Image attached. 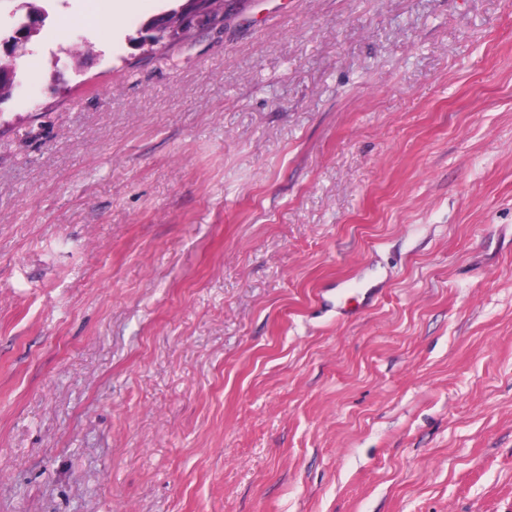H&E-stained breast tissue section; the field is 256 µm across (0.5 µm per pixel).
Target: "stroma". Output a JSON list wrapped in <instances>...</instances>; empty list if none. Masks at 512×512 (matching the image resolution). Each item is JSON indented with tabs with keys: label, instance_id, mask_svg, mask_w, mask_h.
<instances>
[{
	"label": "stroma",
	"instance_id": "obj_1",
	"mask_svg": "<svg viewBox=\"0 0 512 512\" xmlns=\"http://www.w3.org/2000/svg\"><path fill=\"white\" fill-rule=\"evenodd\" d=\"M112 2L0 104V512H512V0ZM194 10L190 14V19H192V23L188 27H184L183 24H179L178 22H174L173 20L169 21L165 17V14L161 15L163 17L158 25L157 30L159 35H164L167 39H172L176 36V33L179 36L184 35L187 31L198 27L200 25H204V21L206 19V15L209 14L210 7L208 6V0H193Z\"/></svg>",
	"mask_w": 512,
	"mask_h": 512
}]
</instances>
